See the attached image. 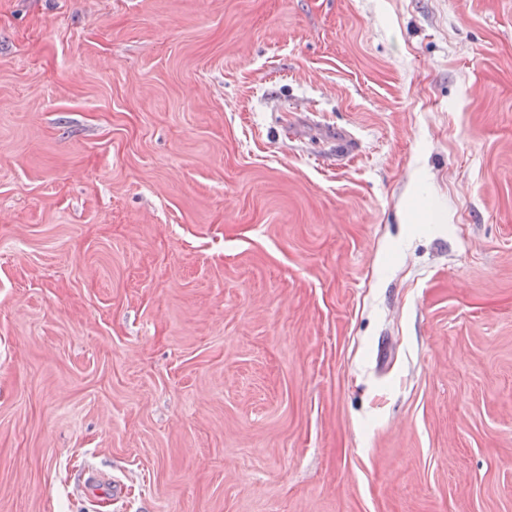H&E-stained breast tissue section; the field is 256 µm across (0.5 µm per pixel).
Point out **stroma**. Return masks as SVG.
<instances>
[{
    "mask_svg": "<svg viewBox=\"0 0 512 512\" xmlns=\"http://www.w3.org/2000/svg\"><path fill=\"white\" fill-rule=\"evenodd\" d=\"M0 512H512V0H0Z\"/></svg>",
    "mask_w": 512,
    "mask_h": 512,
    "instance_id": "1",
    "label": "stroma"
}]
</instances>
